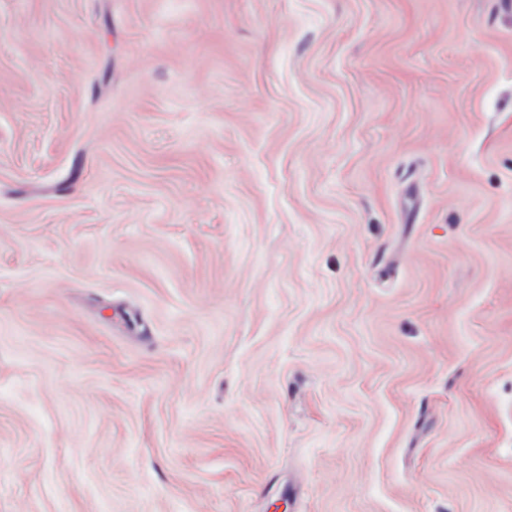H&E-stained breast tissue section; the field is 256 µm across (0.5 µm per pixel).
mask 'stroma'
Masks as SVG:
<instances>
[{"instance_id":"1","label":"stroma","mask_w":512,"mask_h":512,"mask_svg":"<svg viewBox=\"0 0 512 512\" xmlns=\"http://www.w3.org/2000/svg\"><path fill=\"white\" fill-rule=\"evenodd\" d=\"M512 512V0H0V512Z\"/></svg>"}]
</instances>
